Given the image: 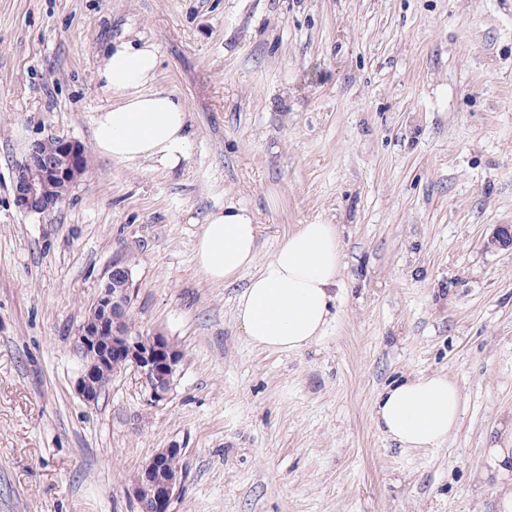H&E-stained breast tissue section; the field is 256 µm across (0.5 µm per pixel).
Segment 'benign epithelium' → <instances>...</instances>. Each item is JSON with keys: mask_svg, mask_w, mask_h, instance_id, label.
<instances>
[{"mask_svg": "<svg viewBox=\"0 0 512 512\" xmlns=\"http://www.w3.org/2000/svg\"><path fill=\"white\" fill-rule=\"evenodd\" d=\"M55 142L56 158H48L43 149L45 140L37 139L15 166L14 204L24 213L41 214L59 207L64 198L54 193V185L64 182L72 186L86 172L83 146L58 138ZM488 245L512 251V226H499ZM134 299L131 270L116 260L99 284L97 300L77 330L79 351L94 355V361L84 365L77 380V390L88 403L95 402L112 377L128 367L138 375L148 400L158 404L170 398L183 356L160 332L133 334L127 329ZM182 452L178 445L163 448L142 467L139 479L128 488L137 509H142L143 502L148 500L158 512H170L183 476L165 472L163 462Z\"/></svg>", "mask_w": 512, "mask_h": 512, "instance_id": "obj_1", "label": "benign epithelium"}]
</instances>
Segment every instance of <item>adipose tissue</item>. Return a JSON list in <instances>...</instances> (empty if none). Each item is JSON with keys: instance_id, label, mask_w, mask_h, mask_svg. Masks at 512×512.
Segmentation results:
<instances>
[{"instance_id": "1", "label": "adipose tissue", "mask_w": 512, "mask_h": 512, "mask_svg": "<svg viewBox=\"0 0 512 512\" xmlns=\"http://www.w3.org/2000/svg\"><path fill=\"white\" fill-rule=\"evenodd\" d=\"M159 55L143 37L111 43L98 78L112 102L93 119L97 151L117 163L146 161L172 171L186 159L190 132L181 101L155 89ZM259 226L252 213L233 205L212 211L198 236L194 260L215 283L252 276L236 304L235 319L257 346L299 351L322 335L342 268V247L333 224H303L266 260L258 258ZM457 387L446 375L413 376L388 387L374 420L400 447L434 448L457 426Z\"/></svg>"}]
</instances>
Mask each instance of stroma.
Masks as SVG:
<instances>
[{
  "label": "stroma",
  "instance_id": "obj_1",
  "mask_svg": "<svg viewBox=\"0 0 512 512\" xmlns=\"http://www.w3.org/2000/svg\"><path fill=\"white\" fill-rule=\"evenodd\" d=\"M160 55L188 114L180 169L94 148L101 53ZM87 150L65 202L30 215L13 171L34 140ZM248 209L267 259L334 224L342 272L323 335L254 346L242 284L193 261L206 215ZM512 0H0V512H135L128 489L179 445L171 512H498L486 461L512 426ZM132 320L184 354L169 400L115 374L76 391V329L115 260ZM453 381L435 448L378 430L388 386Z\"/></svg>",
  "mask_w": 512,
  "mask_h": 512
}]
</instances>
